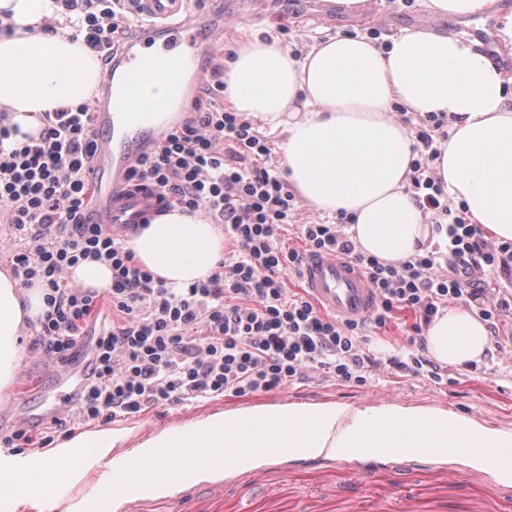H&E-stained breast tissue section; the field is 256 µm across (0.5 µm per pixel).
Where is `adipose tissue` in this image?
I'll use <instances>...</instances> for the list:
<instances>
[{
  "label": "adipose tissue",
  "instance_id": "1",
  "mask_svg": "<svg viewBox=\"0 0 512 512\" xmlns=\"http://www.w3.org/2000/svg\"><path fill=\"white\" fill-rule=\"evenodd\" d=\"M54 0H0V108L13 112L22 132L36 133L37 116L89 99L102 79L100 63L70 29L39 33L53 17ZM184 68L142 83L148 122L180 104L173 92ZM506 79L475 43L426 29L393 36L388 48L356 34L329 35L303 56L275 42L245 41L224 62V94L239 110L281 130V165L296 191L316 210L344 213L359 248L383 262L423 253L438 236L407 187L414 157L412 130L393 105L423 115L447 113L449 138L434 163L449 196L464 202L472 222L512 243V106ZM136 260L182 288L207 279L224 256V239L201 214L174 210L129 242ZM44 303L37 290H20L0 272V394L20 361L19 339ZM430 353L460 367L481 361L489 348L485 324L462 305L437 315L426 332ZM127 428L84 431L38 454L32 472L0 470V494L15 507L38 512H95L84 496L59 507L49 489L80 480L88 459L104 461L122 449L126 468L155 449L151 489L215 473L224 463L249 466L274 454H319L357 448L366 453L458 454L512 477V431L489 428L451 411L403 410L392 405L352 409L341 404L256 405L216 411L135 442Z\"/></svg>",
  "mask_w": 512,
  "mask_h": 512
}]
</instances>
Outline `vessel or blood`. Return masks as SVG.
I'll return each mask as SVG.
<instances>
[{
  "mask_svg": "<svg viewBox=\"0 0 512 512\" xmlns=\"http://www.w3.org/2000/svg\"><path fill=\"white\" fill-rule=\"evenodd\" d=\"M190 2L140 0L132 37L104 68L103 91L93 116L95 150L86 170L95 191L85 223L118 232L141 223L156 208L154 196L128 182L136 161L167 132L166 127L146 124L138 101L141 80L166 66L181 49L195 48L201 40L221 34L225 19L237 15L246 0H219L205 11L191 9ZM300 274L313 301L341 321H362L378 305L368 279L349 261L309 254Z\"/></svg>",
  "mask_w": 512,
  "mask_h": 512,
  "instance_id": "vessel-or-blood-1",
  "label": "vessel or blood"
}]
</instances>
